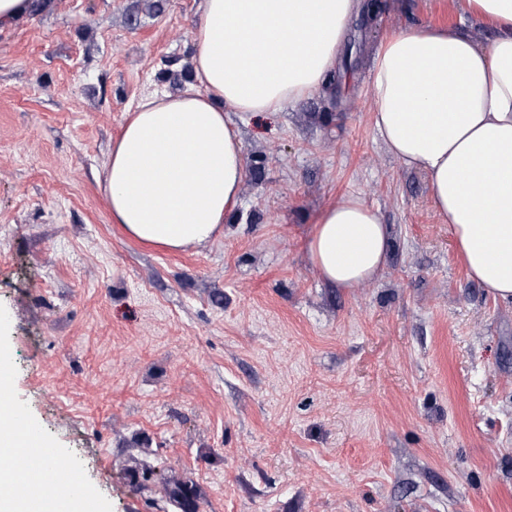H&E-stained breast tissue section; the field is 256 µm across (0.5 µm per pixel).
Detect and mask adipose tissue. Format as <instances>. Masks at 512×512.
Listing matches in <instances>:
<instances>
[{
    "label": "adipose tissue",
    "mask_w": 512,
    "mask_h": 512,
    "mask_svg": "<svg viewBox=\"0 0 512 512\" xmlns=\"http://www.w3.org/2000/svg\"><path fill=\"white\" fill-rule=\"evenodd\" d=\"M364 0H203L196 88L137 105L112 143L103 190L132 238L182 251L221 235L239 202L245 153L225 107L274 113L319 88ZM456 25L390 34L371 67L373 127L407 168L424 172L468 276L512 299V0H461ZM494 36L478 43L466 22ZM390 248L357 196L326 206L306 239L335 286L373 279Z\"/></svg>",
    "instance_id": "adipose-tissue-1"
}]
</instances>
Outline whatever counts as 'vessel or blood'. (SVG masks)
Listing matches in <instances>:
<instances>
[{
	"instance_id": "1",
	"label": "vessel or blood",
	"mask_w": 512,
	"mask_h": 512,
	"mask_svg": "<svg viewBox=\"0 0 512 512\" xmlns=\"http://www.w3.org/2000/svg\"><path fill=\"white\" fill-rule=\"evenodd\" d=\"M0 468L18 479L22 512H68L71 499L82 490L80 475L59 471L52 452L39 447L30 430L19 443L0 446Z\"/></svg>"
}]
</instances>
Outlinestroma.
<instances>
[{"label": "stroma", "mask_w": 512, "mask_h": 512, "mask_svg": "<svg viewBox=\"0 0 512 512\" xmlns=\"http://www.w3.org/2000/svg\"><path fill=\"white\" fill-rule=\"evenodd\" d=\"M381 3L326 84L229 112L240 204L180 253L127 237L99 182L139 101L192 85L202 0H44L0 31V355L97 512H180L168 480L199 512H512V301L468 278L371 119L384 37L460 3ZM351 194L391 249L339 288L306 239Z\"/></svg>", "instance_id": "35a3bbf8"}]
</instances>
